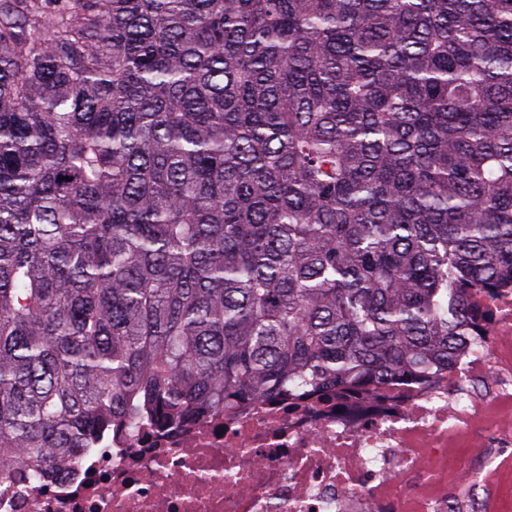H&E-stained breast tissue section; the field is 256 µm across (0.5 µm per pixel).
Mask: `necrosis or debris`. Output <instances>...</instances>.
Segmentation results:
<instances>
[{
	"label": "necrosis or debris",
	"mask_w": 512,
	"mask_h": 512,
	"mask_svg": "<svg viewBox=\"0 0 512 512\" xmlns=\"http://www.w3.org/2000/svg\"><path fill=\"white\" fill-rule=\"evenodd\" d=\"M470 297L484 341L426 381L107 428L77 462L0 483V512H488L480 490L512 486V280Z\"/></svg>",
	"instance_id": "4bbe7bcc"
}]
</instances>
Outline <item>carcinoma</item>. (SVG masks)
I'll return each instance as SVG.
<instances>
[{"label":"carcinoma","instance_id":"obj_1","mask_svg":"<svg viewBox=\"0 0 512 512\" xmlns=\"http://www.w3.org/2000/svg\"><path fill=\"white\" fill-rule=\"evenodd\" d=\"M512 274V0H0V478L370 389Z\"/></svg>","mask_w":512,"mask_h":512}]
</instances>
